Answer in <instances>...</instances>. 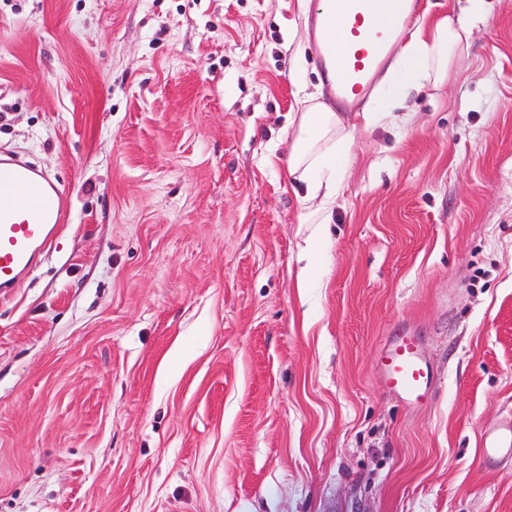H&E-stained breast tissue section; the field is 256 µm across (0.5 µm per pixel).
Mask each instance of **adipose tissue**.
<instances>
[{
    "mask_svg": "<svg viewBox=\"0 0 512 512\" xmlns=\"http://www.w3.org/2000/svg\"><path fill=\"white\" fill-rule=\"evenodd\" d=\"M482 18L474 8L458 16H444L429 27H417L409 40L399 47L391 67L392 76L403 86L421 79L442 83L456 50L469 39L471 30ZM294 138L289 171L306 186L307 198L319 199L322 212H329L336 195L332 182L323 181V169L339 168L349 150V136L342 118L323 104L303 96Z\"/></svg>",
    "mask_w": 512,
    "mask_h": 512,
    "instance_id": "ef3b65f1",
    "label": "adipose tissue"
}]
</instances>
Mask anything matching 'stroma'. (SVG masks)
Masks as SVG:
<instances>
[{"label":"stroma","instance_id":"obj_1","mask_svg":"<svg viewBox=\"0 0 512 512\" xmlns=\"http://www.w3.org/2000/svg\"><path fill=\"white\" fill-rule=\"evenodd\" d=\"M319 0H0V148L68 218L0 297V512H512V0L378 83L320 217ZM408 324L440 382H380ZM289 171L306 186V199L320 195V210L330 211L336 196V183L320 178L324 168H339L349 150V136L344 133L343 119L323 104L306 106L297 118ZM481 445L487 463H494L502 456H512V426L504 431L484 433Z\"/></svg>","mask_w":512,"mask_h":512}]
</instances>
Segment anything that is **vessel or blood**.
<instances>
[{"mask_svg":"<svg viewBox=\"0 0 512 512\" xmlns=\"http://www.w3.org/2000/svg\"><path fill=\"white\" fill-rule=\"evenodd\" d=\"M383 11L379 0H328L309 20L315 61L331 105L357 108L384 72L389 55L417 16L421 0ZM62 189L35 164L0 154V294L8 295L37 266L67 220ZM376 369L392 395L406 405H423L438 382L418 336L396 330L382 344ZM485 462L512 456V427L481 438Z\"/></svg>","mask_w":512,"mask_h":512,"instance_id":"b4317fda","label":"vessel or blood"}]
</instances>
